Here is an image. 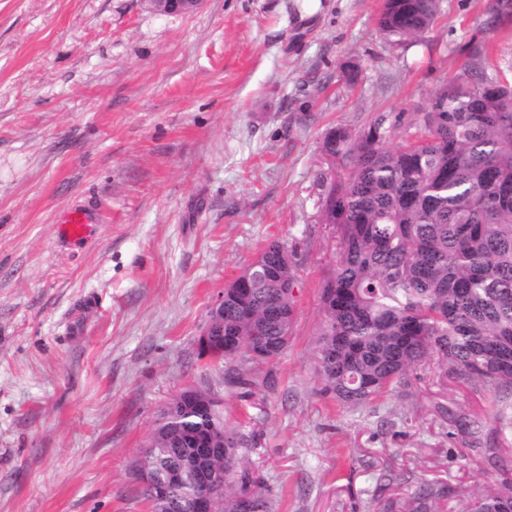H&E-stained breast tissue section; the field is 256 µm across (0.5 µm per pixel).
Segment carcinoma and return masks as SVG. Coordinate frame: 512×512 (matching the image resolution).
<instances>
[{
    "instance_id": "carcinoma-1",
    "label": "carcinoma",
    "mask_w": 512,
    "mask_h": 512,
    "mask_svg": "<svg viewBox=\"0 0 512 512\" xmlns=\"http://www.w3.org/2000/svg\"><path fill=\"white\" fill-rule=\"evenodd\" d=\"M440 0H384L381 34L393 43L413 41L433 25ZM463 73L436 91L417 117L416 136L389 146L393 127L383 116L353 137L336 132L334 177L325 220L336 233V260L320 289L322 321L317 362L319 393L363 406L388 392H404L416 372L434 365L433 379L474 391L493 389L512 397V368L496 366L494 352L512 355V90H486ZM240 308L224 299V358L246 355L255 333L268 350L259 362L279 357L293 324L295 265L279 277L253 278ZM279 304L282 320L270 315ZM440 415L471 446L485 447L500 473L495 488L459 496L462 512H512V448L484 446L482 425L445 407ZM224 426L235 436L230 457L206 468L233 473L214 488L216 512H236L251 493L261 512L273 505L245 460L247 437L224 425L219 413L166 405L146 447L131 464L133 475L158 477L183 463L184 448L170 436ZM194 487L176 489V505L151 504L153 512H190ZM448 485L422 480L403 512H438Z\"/></svg>"
}]
</instances>
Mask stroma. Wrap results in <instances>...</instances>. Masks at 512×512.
<instances>
[{
  "instance_id": "obj_1",
  "label": "stroma",
  "mask_w": 512,
  "mask_h": 512,
  "mask_svg": "<svg viewBox=\"0 0 512 512\" xmlns=\"http://www.w3.org/2000/svg\"><path fill=\"white\" fill-rule=\"evenodd\" d=\"M383 0H0V512H149L130 465L159 411L217 396L275 512H381L422 480L467 493L496 470L439 406L494 432L492 390L417 382L362 407L319 395L322 222L334 129L416 130L462 72L512 86V16L441 0L394 45ZM100 218L88 240L65 215ZM296 265L287 349L210 362L198 339L224 285L269 241ZM236 371L249 396L229 388ZM273 387H266V380ZM392 470L401 484L381 486ZM98 215L86 210L77 209L69 213L61 225L62 234L70 240L86 239L98 224Z\"/></svg>"
}]
</instances>
